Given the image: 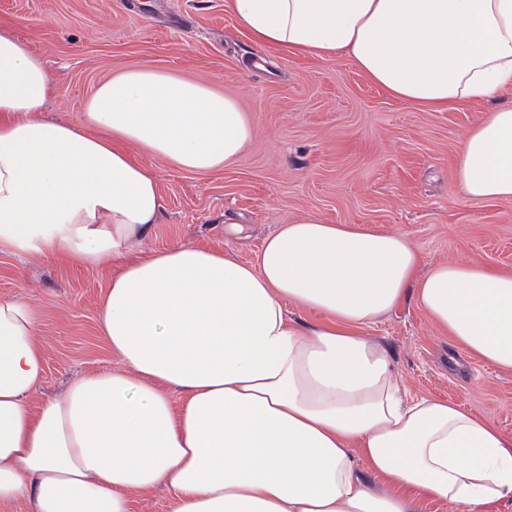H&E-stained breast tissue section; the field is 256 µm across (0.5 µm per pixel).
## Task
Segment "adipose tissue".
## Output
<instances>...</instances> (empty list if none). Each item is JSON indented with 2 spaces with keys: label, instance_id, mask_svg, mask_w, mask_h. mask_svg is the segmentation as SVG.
Instances as JSON below:
<instances>
[{
  "label": "adipose tissue",
  "instance_id": "obj_1",
  "mask_svg": "<svg viewBox=\"0 0 512 512\" xmlns=\"http://www.w3.org/2000/svg\"><path fill=\"white\" fill-rule=\"evenodd\" d=\"M231 8L260 49L348 57L416 107L488 103L460 144L454 193L512 198V103L499 101L512 89V0ZM51 92L44 59L0 29V252L123 259L97 319L120 365L32 407L38 321L0 299V504L128 512L131 493L161 485L170 512H494L512 500V435L407 395L364 333L412 298L460 347L512 371V271L424 267L402 235L314 214L246 262L183 243L125 261L163 210L147 158L209 173L240 155L252 123L236 98L149 65L100 84L76 123L43 118Z\"/></svg>",
  "mask_w": 512,
  "mask_h": 512
}]
</instances>
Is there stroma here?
<instances>
[{
	"instance_id": "obj_1",
	"label": "stroma",
	"mask_w": 512,
	"mask_h": 512,
	"mask_svg": "<svg viewBox=\"0 0 512 512\" xmlns=\"http://www.w3.org/2000/svg\"><path fill=\"white\" fill-rule=\"evenodd\" d=\"M226 0H0V27L40 53L53 85L45 116L78 122L112 74L150 64L236 96L254 126L245 151L208 174L150 166L164 209L142 240L250 260L277 225L308 214L404 235L431 261L512 269V199L454 195L465 133L485 104L428 112L390 96L348 59L265 54ZM245 225L234 236L226 226ZM120 262L97 269L0 253V298L30 304L46 372L33 403L117 359L97 314ZM414 394L459 402L512 435V371L458 347L408 300L366 328Z\"/></svg>"
}]
</instances>
